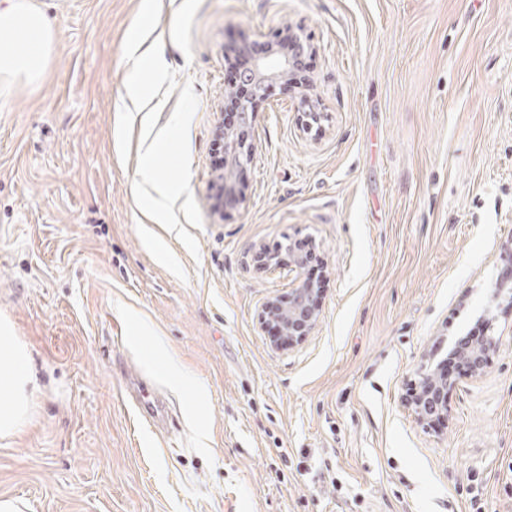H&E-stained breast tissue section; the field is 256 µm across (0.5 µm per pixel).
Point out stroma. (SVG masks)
Segmentation results:
<instances>
[{
	"label": "stroma",
	"instance_id": "1",
	"mask_svg": "<svg viewBox=\"0 0 512 512\" xmlns=\"http://www.w3.org/2000/svg\"><path fill=\"white\" fill-rule=\"evenodd\" d=\"M56 47L0 87V318L39 388L0 437V498L23 512H512V0H32ZM290 25L321 121L277 87L257 115L245 196L215 217L224 54ZM145 30L160 107L124 109ZM187 118L175 137L172 117ZM178 193L148 207L150 141ZM321 261L299 344L258 314ZM503 348L456 375L445 417L404 402L483 312ZM158 345L162 356L148 353ZM176 364L190 386L174 388ZM143 382L168 416L125 399Z\"/></svg>",
	"mask_w": 512,
	"mask_h": 512
}]
</instances>
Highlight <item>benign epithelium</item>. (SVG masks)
<instances>
[{"label": "benign epithelium", "instance_id": "7a95c632", "mask_svg": "<svg viewBox=\"0 0 512 512\" xmlns=\"http://www.w3.org/2000/svg\"><path fill=\"white\" fill-rule=\"evenodd\" d=\"M268 51L253 56L249 79L255 87L254 98L243 104L238 112V127L219 123L217 136L224 146V168L216 176L221 195L241 198L244 189L239 175L252 163L253 152L249 141L257 112L262 103L275 91V85H289L297 89L305 87L299 78L304 59L313 53V47L301 37L299 31L289 25L280 28L275 37L267 42ZM319 317L318 300L314 289L301 284L288 291V296L272 298L266 302L259 317V327L273 322L278 324L280 335L288 344L305 340ZM500 349L499 339L485 336L471 347L456 346L451 354L467 365L468 372L478 375L485 360ZM419 380L412 381L408 403L418 420L430 422L434 415L444 416L448 407V389L454 381L428 367L418 373Z\"/></svg>", "mask_w": 512, "mask_h": 512}]
</instances>
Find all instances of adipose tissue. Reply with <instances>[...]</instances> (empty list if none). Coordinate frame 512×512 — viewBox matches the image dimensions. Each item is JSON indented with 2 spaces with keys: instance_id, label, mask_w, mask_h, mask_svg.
<instances>
[{
  "instance_id": "ef3b65f1",
  "label": "adipose tissue",
  "mask_w": 512,
  "mask_h": 512,
  "mask_svg": "<svg viewBox=\"0 0 512 512\" xmlns=\"http://www.w3.org/2000/svg\"><path fill=\"white\" fill-rule=\"evenodd\" d=\"M53 46V27L48 17L30 0H0V82L36 79L42 73ZM127 98L140 107L147 99L144 83L158 78L160 64L143 40L128 46ZM25 348L10 337L8 323L0 324V436L13 433L28 403L27 389L35 385Z\"/></svg>"
}]
</instances>
